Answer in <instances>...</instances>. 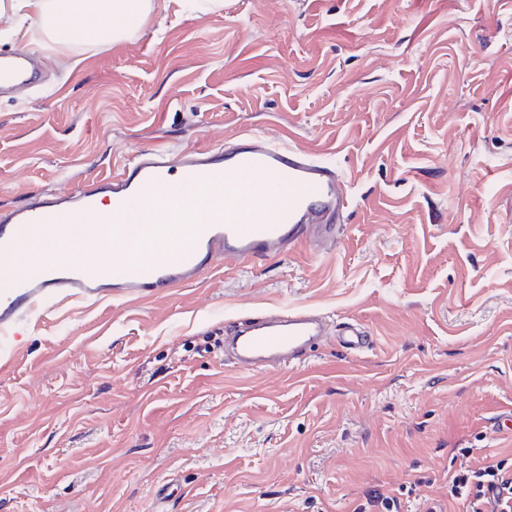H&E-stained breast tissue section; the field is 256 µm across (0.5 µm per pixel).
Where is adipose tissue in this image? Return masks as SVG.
Returning <instances> with one entry per match:
<instances>
[{
    "label": "adipose tissue",
    "mask_w": 512,
    "mask_h": 512,
    "mask_svg": "<svg viewBox=\"0 0 512 512\" xmlns=\"http://www.w3.org/2000/svg\"><path fill=\"white\" fill-rule=\"evenodd\" d=\"M14 14L44 27L59 51L89 32L103 43L123 38L148 18L149 0H9Z\"/></svg>",
    "instance_id": "obj_1"
}]
</instances>
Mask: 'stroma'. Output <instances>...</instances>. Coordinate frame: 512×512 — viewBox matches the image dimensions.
Segmentation results:
<instances>
[{"label":"stroma","mask_w":512,"mask_h":512,"mask_svg":"<svg viewBox=\"0 0 512 512\" xmlns=\"http://www.w3.org/2000/svg\"><path fill=\"white\" fill-rule=\"evenodd\" d=\"M129 38L58 54L0 95V213L140 151L243 130L335 163L329 252L220 265L165 295L68 301L0 353V512H459L445 477L512 469V0H151ZM357 319L360 355L237 371L227 322Z\"/></svg>","instance_id":"35a3bbf8"}]
</instances>
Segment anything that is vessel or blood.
Instances as JSON below:
<instances>
[{
	"label": "vessel or blood",
	"instance_id": "vessel-or-blood-1",
	"mask_svg": "<svg viewBox=\"0 0 512 512\" xmlns=\"http://www.w3.org/2000/svg\"><path fill=\"white\" fill-rule=\"evenodd\" d=\"M39 78L29 54L0 58V91ZM106 199L112 211L101 209ZM350 207V186L333 163L253 132L220 148L138 154L90 187L0 216V260L11 265L0 278V336L16 335L24 316L50 299H137L190 284L223 261L277 258L298 246L320 251ZM103 224L111 225L122 257H60L66 242L95 237ZM33 244L50 251L28 259L24 248ZM324 334L310 311L251 319L232 339L237 369L302 364ZM336 343L355 354L369 350L373 338L353 322Z\"/></svg>",
	"mask_w": 512,
	"mask_h": 512
}]
</instances>
